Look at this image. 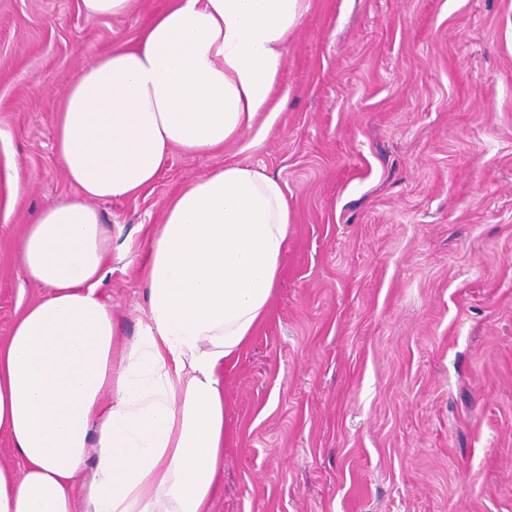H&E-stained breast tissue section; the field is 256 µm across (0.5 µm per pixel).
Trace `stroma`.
<instances>
[{
    "mask_svg": "<svg viewBox=\"0 0 512 512\" xmlns=\"http://www.w3.org/2000/svg\"><path fill=\"white\" fill-rule=\"evenodd\" d=\"M169 4L0 0V344L42 294L15 240L75 191L63 92ZM281 83L269 131L174 151L151 191L97 204L130 339L149 228L182 187L232 160L288 187L277 289L224 371L213 512H512V0H311ZM133 0H81V9L89 17H126Z\"/></svg>",
    "mask_w": 512,
    "mask_h": 512,
    "instance_id": "stroma-1",
    "label": "stroma"
}]
</instances>
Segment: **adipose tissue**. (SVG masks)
I'll return each instance as SVG.
<instances>
[{
    "label": "adipose tissue",
    "mask_w": 512,
    "mask_h": 512,
    "mask_svg": "<svg viewBox=\"0 0 512 512\" xmlns=\"http://www.w3.org/2000/svg\"><path fill=\"white\" fill-rule=\"evenodd\" d=\"M310 0H173L69 83L55 125L75 186L25 224L17 260L42 297L0 345V512H211L226 365L267 313L291 232L287 186L230 161L184 186L138 270L145 308L119 337L99 289L112 230L96 207L153 187L173 150L223 149L276 116Z\"/></svg>",
    "instance_id": "adipose-tissue-1"
}]
</instances>
